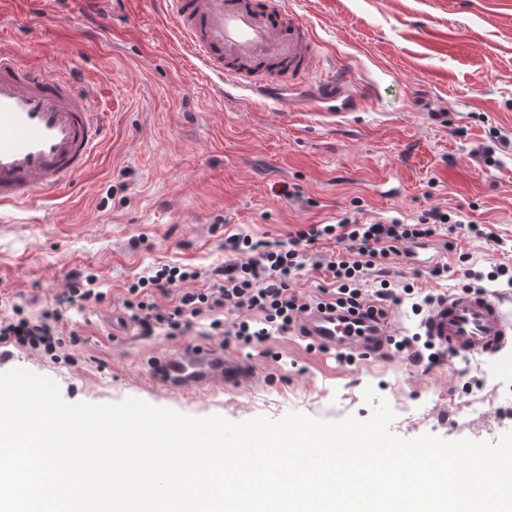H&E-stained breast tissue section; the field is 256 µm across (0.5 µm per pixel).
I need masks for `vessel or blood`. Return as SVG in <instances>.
I'll list each match as a JSON object with an SVG mask.
<instances>
[{"label": "vessel or blood", "mask_w": 512, "mask_h": 512, "mask_svg": "<svg viewBox=\"0 0 512 512\" xmlns=\"http://www.w3.org/2000/svg\"><path fill=\"white\" fill-rule=\"evenodd\" d=\"M189 54L222 85L281 100L312 84L325 104L337 99L334 77L318 76L320 58L308 23L283 0H157ZM106 135L95 92L78 73L44 76L18 53L0 48V207L62 193L85 172ZM301 335L325 350L363 358L386 354L399 333L391 317L311 309ZM424 335L450 356L502 360L512 356V300L484 291L439 294L421 320ZM147 377L169 396L259 383L239 355L190 342L160 351Z\"/></svg>", "instance_id": "vessel-or-blood-1"}]
</instances>
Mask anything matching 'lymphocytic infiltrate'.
I'll list each match as a JSON object with an SVG mask.
<instances>
[{
	"mask_svg": "<svg viewBox=\"0 0 512 512\" xmlns=\"http://www.w3.org/2000/svg\"><path fill=\"white\" fill-rule=\"evenodd\" d=\"M466 228L474 237L491 239L481 224H462L455 215L439 208L424 211L416 223L393 219L363 224L345 217L334 224H312L277 243L256 241L241 234L225 238L231 259L216 267L204 288H192L196 271L162 265L133 281L126 290L123 308L141 335L159 331L191 332L207 321L226 341L243 346L266 342L273 334L294 332L303 313L314 306L355 310L368 307L385 311L400 304L402 295L394 286L390 266L411 255V244L445 229ZM342 246L343 252L327 261L325 279L315 296L303 297L291 282L305 267V251L317 241ZM94 276H82L70 284L59 307L39 316L14 306L10 316L0 318V344L15 345L52 360L72 361V348L82 343L77 333L62 337L60 323L65 309L84 308L104 302L106 294L95 286ZM167 305H160V298ZM233 314L225 325V314Z\"/></svg>",
	"mask_w": 512,
	"mask_h": 512,
	"instance_id": "obj_1",
	"label": "lymphocytic infiltrate"
}]
</instances>
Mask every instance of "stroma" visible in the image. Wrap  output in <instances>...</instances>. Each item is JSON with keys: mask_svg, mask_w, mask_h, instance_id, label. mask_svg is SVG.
<instances>
[{"mask_svg": "<svg viewBox=\"0 0 512 512\" xmlns=\"http://www.w3.org/2000/svg\"><path fill=\"white\" fill-rule=\"evenodd\" d=\"M286 2L309 23L324 69L347 84L340 114L301 96L219 93L152 0H0V45L45 76L78 72L108 127L59 199L0 209V317L16 303L38 315L76 272L97 275L106 298L64 313L63 332L83 339L73 363L10 345L0 371L51 377L69 402L135 397L232 422L365 419L370 386L402 438L497 441L512 430V386L485 378L486 361L390 354L349 364L288 335L243 351L264 384L173 398L147 383L156 352L220 340L202 326L188 338L138 335L121 318L128 284L170 263L197 269L206 287L233 233L272 242L346 214L411 224L438 207L485 225L504 249L440 233L395 265L400 282L435 296L466 286L465 268L512 265V0ZM442 264L447 277H430Z\"/></svg>", "mask_w": 512, "mask_h": 512, "instance_id": "stroma-1", "label": "stroma"}]
</instances>
